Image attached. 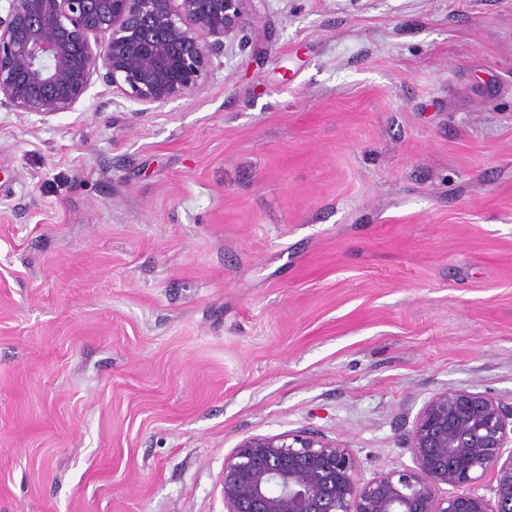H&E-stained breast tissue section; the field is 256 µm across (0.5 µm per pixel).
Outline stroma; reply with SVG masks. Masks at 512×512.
Listing matches in <instances>:
<instances>
[{"label": "stroma", "instance_id": "35a3bbf8", "mask_svg": "<svg viewBox=\"0 0 512 512\" xmlns=\"http://www.w3.org/2000/svg\"><path fill=\"white\" fill-rule=\"evenodd\" d=\"M148 112L0 109V512H224L245 438L364 478L512 406V0H261Z\"/></svg>", "mask_w": 512, "mask_h": 512}]
</instances>
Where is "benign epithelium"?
<instances>
[{"instance_id": "1", "label": "benign epithelium", "mask_w": 512, "mask_h": 512, "mask_svg": "<svg viewBox=\"0 0 512 512\" xmlns=\"http://www.w3.org/2000/svg\"><path fill=\"white\" fill-rule=\"evenodd\" d=\"M8 2L0 106L45 119L75 110L96 78L143 112L188 98L227 42L258 33L255 0ZM406 445L413 468L365 481L353 452L323 436H250L224 459L225 512H512V407L439 392ZM487 476L491 497L479 493Z\"/></svg>"}]
</instances>
